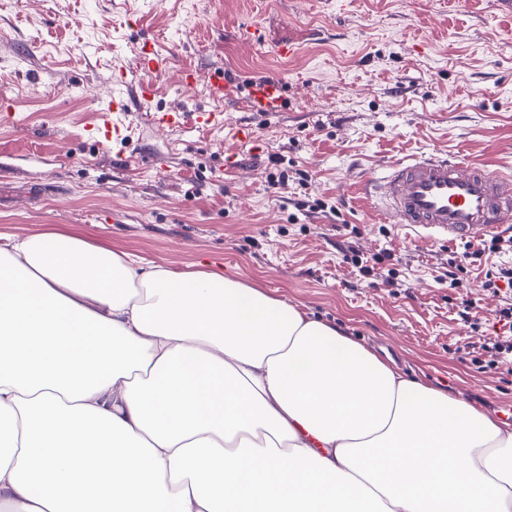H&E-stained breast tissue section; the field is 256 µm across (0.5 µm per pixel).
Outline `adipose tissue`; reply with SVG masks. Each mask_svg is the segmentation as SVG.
Returning a JSON list of instances; mask_svg holds the SVG:
<instances>
[{"label":"adipose tissue","mask_w":512,"mask_h":512,"mask_svg":"<svg viewBox=\"0 0 512 512\" xmlns=\"http://www.w3.org/2000/svg\"><path fill=\"white\" fill-rule=\"evenodd\" d=\"M512 512V425L308 311L0 242V512Z\"/></svg>","instance_id":"ef3b65f1"}]
</instances>
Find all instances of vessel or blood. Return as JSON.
<instances>
[{"mask_svg":"<svg viewBox=\"0 0 512 512\" xmlns=\"http://www.w3.org/2000/svg\"><path fill=\"white\" fill-rule=\"evenodd\" d=\"M165 66L152 46L143 44L132 66L115 73L116 90L107 100L98 123L86 128V137L101 146L120 138L119 119L130 110L124 87L135 85L139 103L149 105L155 96L153 75ZM201 80L206 82L210 96L216 100L223 99L233 89L232 82L221 70L202 76L184 68L178 75L183 87ZM242 92L249 110L260 114L281 111L285 104V85L278 78L251 79ZM152 121L161 128L185 125L220 128L224 125V114L218 110H158L153 113ZM373 191L384 223L432 228L451 241L480 240L512 227V172L462 158L431 155L392 163L383 180L374 183Z\"/></svg>","mask_w":512,"mask_h":512,"instance_id":"obj_1","label":"vessel or blood"}]
</instances>
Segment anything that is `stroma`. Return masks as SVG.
<instances>
[{
    "instance_id": "stroma-1",
    "label": "stroma",
    "mask_w": 512,
    "mask_h": 512,
    "mask_svg": "<svg viewBox=\"0 0 512 512\" xmlns=\"http://www.w3.org/2000/svg\"><path fill=\"white\" fill-rule=\"evenodd\" d=\"M246 23L262 27L260 47L239 44ZM3 30L0 100L18 124L0 125V235L73 231L262 285L407 378L512 423V322L500 316L512 288L484 285L512 252L469 259L450 287L448 255L463 243L381 223L357 192L391 162L435 151L512 166V14L498 0H0ZM146 40L170 60L153 76L158 94L133 105L124 140L97 147L84 128ZM288 41L299 57L277 55ZM182 68L224 70L238 88L278 75L285 109L248 111L239 92L183 98ZM216 108L220 132L151 119ZM279 176L286 187L271 188ZM349 250L379 257L375 271L345 262ZM491 340L504 347L496 367Z\"/></svg>"
}]
</instances>
